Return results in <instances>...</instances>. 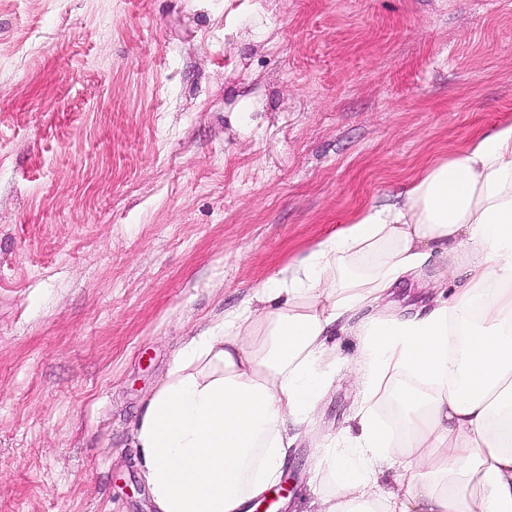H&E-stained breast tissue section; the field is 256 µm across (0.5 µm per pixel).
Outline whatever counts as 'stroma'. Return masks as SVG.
Returning <instances> with one entry per match:
<instances>
[{
  "label": "stroma",
  "instance_id": "35a3bbf8",
  "mask_svg": "<svg viewBox=\"0 0 512 512\" xmlns=\"http://www.w3.org/2000/svg\"><path fill=\"white\" fill-rule=\"evenodd\" d=\"M508 121L512 0H0V512H155L132 425L181 344ZM329 344L282 512L362 400Z\"/></svg>",
  "mask_w": 512,
  "mask_h": 512
}]
</instances>
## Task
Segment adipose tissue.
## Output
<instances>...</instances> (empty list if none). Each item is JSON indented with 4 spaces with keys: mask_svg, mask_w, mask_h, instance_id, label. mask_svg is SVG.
Returning a JSON list of instances; mask_svg holds the SVG:
<instances>
[{
    "mask_svg": "<svg viewBox=\"0 0 512 512\" xmlns=\"http://www.w3.org/2000/svg\"><path fill=\"white\" fill-rule=\"evenodd\" d=\"M465 282L427 311L364 317L434 251ZM362 336L356 431L313 512H512V122L476 134L279 269L178 349L133 427L157 512H246L279 476L335 366L336 323ZM407 457L398 490L378 471Z\"/></svg>",
    "mask_w": 512,
    "mask_h": 512,
    "instance_id": "1",
    "label": "adipose tissue"
}]
</instances>
